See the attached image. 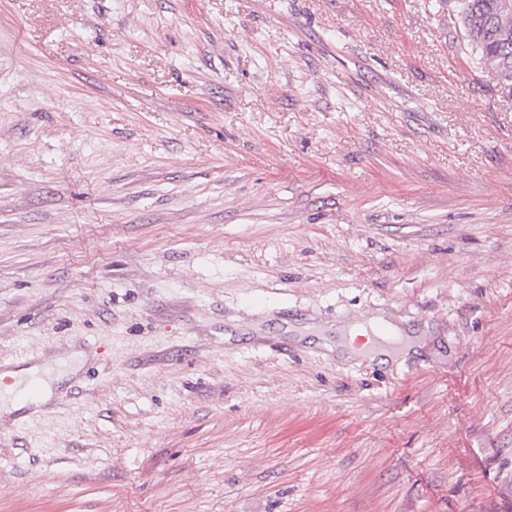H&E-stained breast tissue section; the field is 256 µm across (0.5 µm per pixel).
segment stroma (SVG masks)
Instances as JSON below:
<instances>
[{"label":"stroma","mask_w":512,"mask_h":512,"mask_svg":"<svg viewBox=\"0 0 512 512\" xmlns=\"http://www.w3.org/2000/svg\"><path fill=\"white\" fill-rule=\"evenodd\" d=\"M419 337L338 357V328ZM0 512H512V100L447 0H0ZM340 331L342 335L339 336V340L336 342V353L346 358H354L359 356H376L381 355L383 362L405 360L406 357L411 354H416L418 351L412 344V341L408 340L404 345L397 349L391 350L384 347H373L370 346L369 340L363 345H358L356 338L358 335H365V331H362L359 327H353L348 331V336L345 335V331ZM39 371H40V368L37 366L28 368V369L22 371L29 377L28 379L20 378L21 374L19 372H8L7 376L13 378L14 381L12 384L5 386L6 393L8 395H12L11 398L7 399L10 402V406L6 409L7 411L18 410L25 406L26 403L24 401L16 400L14 392L21 386V384L24 381H26V383L28 382V386H30V384L33 382V380L36 379V377H38L37 374ZM38 378H40V377H38ZM41 382H42L41 394L36 400L32 401L34 403H38V402L44 403L50 397L51 392H50L49 386L46 385L42 379H41Z\"/></svg>","instance_id":"obj_1"}]
</instances>
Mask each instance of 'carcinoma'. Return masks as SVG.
<instances>
[{
  "mask_svg": "<svg viewBox=\"0 0 512 512\" xmlns=\"http://www.w3.org/2000/svg\"><path fill=\"white\" fill-rule=\"evenodd\" d=\"M467 55L495 72L506 97L512 99V12L499 0H454Z\"/></svg>",
  "mask_w": 512,
  "mask_h": 512,
  "instance_id": "obj_1",
  "label": "carcinoma"
}]
</instances>
